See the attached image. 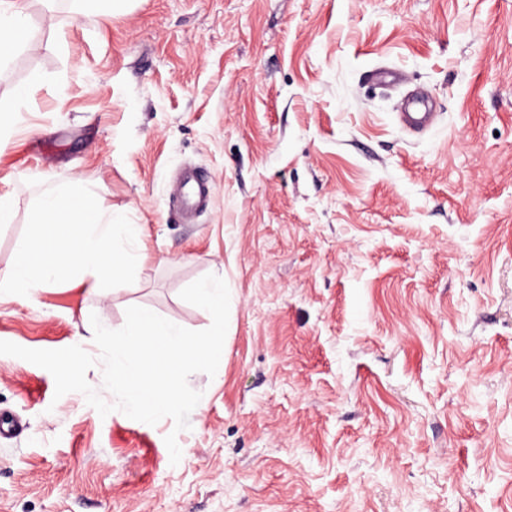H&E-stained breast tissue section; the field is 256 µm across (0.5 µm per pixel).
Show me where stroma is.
Masks as SVG:
<instances>
[{
    "label": "stroma",
    "mask_w": 512,
    "mask_h": 512,
    "mask_svg": "<svg viewBox=\"0 0 512 512\" xmlns=\"http://www.w3.org/2000/svg\"><path fill=\"white\" fill-rule=\"evenodd\" d=\"M21 3L40 44L0 67V270L73 176L144 256L130 285L1 300L0 340L95 356L91 316L131 306L203 330L179 293L207 274L230 311L180 432L0 355V512H512V0ZM412 90L420 133L398 124ZM188 165L213 186L191 224L166 195Z\"/></svg>",
    "instance_id": "obj_1"
}]
</instances>
